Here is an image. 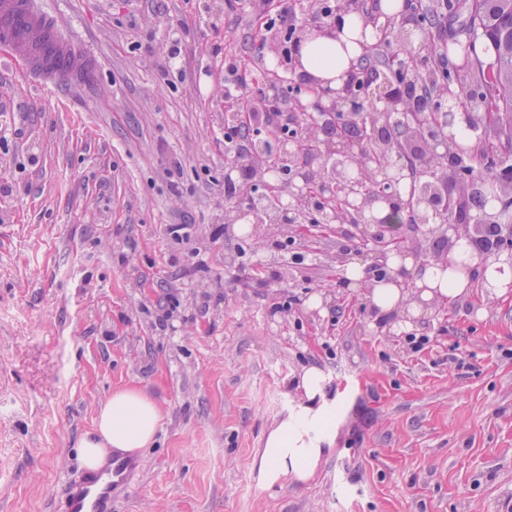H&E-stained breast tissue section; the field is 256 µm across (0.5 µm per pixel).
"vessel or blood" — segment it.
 <instances>
[{
	"mask_svg": "<svg viewBox=\"0 0 512 512\" xmlns=\"http://www.w3.org/2000/svg\"><path fill=\"white\" fill-rule=\"evenodd\" d=\"M0 37L26 59V75L34 84L72 87L94 73L89 50L73 41L59 19L40 10L35 0H0ZM139 469L138 458L115 456L102 470L82 472L68 484L59 512H112Z\"/></svg>",
	"mask_w": 512,
	"mask_h": 512,
	"instance_id": "1",
	"label": "vessel or blood"
}]
</instances>
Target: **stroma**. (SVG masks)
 Listing matches in <instances>:
<instances>
[{"mask_svg": "<svg viewBox=\"0 0 512 512\" xmlns=\"http://www.w3.org/2000/svg\"><path fill=\"white\" fill-rule=\"evenodd\" d=\"M44 4L97 71L58 91L23 58L0 71V512H53L123 386L164 420L114 512H512V290L384 330L334 259L368 264L354 227L234 222L225 60L250 99L275 77L309 93L266 64L276 0ZM309 365L336 398L334 449L264 490L254 459Z\"/></svg>", "mask_w": 512, "mask_h": 512, "instance_id": "35a3bbf8", "label": "stroma"}]
</instances>
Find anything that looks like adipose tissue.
I'll list each match as a JSON object with an SVG mask.
<instances>
[{"label":"adipose tissue","instance_id":"obj_1","mask_svg":"<svg viewBox=\"0 0 512 512\" xmlns=\"http://www.w3.org/2000/svg\"><path fill=\"white\" fill-rule=\"evenodd\" d=\"M363 25L359 14L349 12L338 28L305 33L295 54V76L315 91L341 88L364 52L357 41ZM344 274L354 287L363 288L373 323L389 329L394 328L397 314L420 317L440 304L468 296L471 288L469 277L454 276L434 264L417 269L409 259L396 269L391 281L367 279L362 265L356 262L348 264ZM292 386L298 397L297 408L271 425L257 459V481L267 490L310 481L334 443L336 408L326 400L320 368H302ZM162 418L159 405L140 389L114 390L99 408L93 433L81 442L82 465L96 469L111 455L143 451L153 443Z\"/></svg>","mask_w":512,"mask_h":512}]
</instances>
